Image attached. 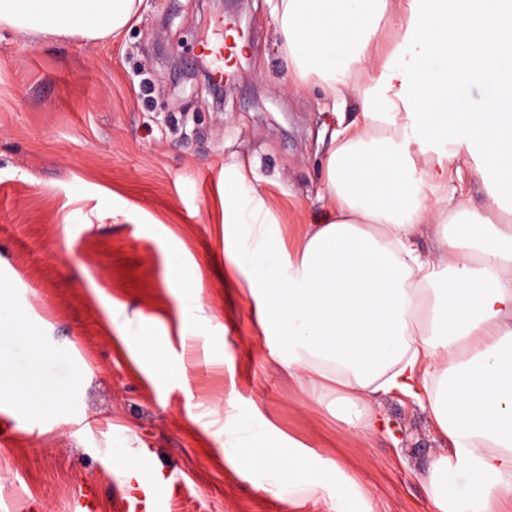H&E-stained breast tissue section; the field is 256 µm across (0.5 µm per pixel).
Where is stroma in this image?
Wrapping results in <instances>:
<instances>
[{
    "label": "stroma",
    "instance_id": "1",
    "mask_svg": "<svg viewBox=\"0 0 512 512\" xmlns=\"http://www.w3.org/2000/svg\"><path fill=\"white\" fill-rule=\"evenodd\" d=\"M247 52L222 100L189 74L226 46L225 14L206 0H141L116 39L36 38L0 28V299L24 333L0 337L16 383L67 390L32 415L0 401V512H328L261 488L224 456V416L261 410L280 431L337 461L373 512H429L423 477L442 445L428 413L398 396L379 411L387 429L350 435L328 404L310 401L274 359L255 302L224 262L221 198L249 177L281 229L271 262L287 261L296 227L318 221L323 140L335 114H359L355 94L329 100L295 81L269 0H247ZM193 271L196 337L171 268ZM128 336L152 324L159 364ZM47 332L32 361L28 338ZM82 383H75L76 374ZM136 467L146 489L126 480Z\"/></svg>",
    "mask_w": 512,
    "mask_h": 512
}]
</instances>
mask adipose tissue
<instances>
[{"instance_id": "obj_1", "label": "adipose tissue", "mask_w": 512, "mask_h": 512, "mask_svg": "<svg viewBox=\"0 0 512 512\" xmlns=\"http://www.w3.org/2000/svg\"><path fill=\"white\" fill-rule=\"evenodd\" d=\"M138 0H0V28L41 37H119ZM278 33L301 82L356 93L360 121L332 132L324 219L286 263L262 255L280 228L247 175L225 186L224 259L258 303V325L311 401L333 399L348 431L374 429L389 395L417 401L446 446L425 482L431 512H501L512 499V0H275ZM399 34L387 52L385 30ZM493 88L481 108L471 92ZM483 207L451 185L468 156ZM438 242L436 257L419 248ZM0 364V399L28 412L64 400ZM225 456L262 471L289 504L329 492L333 512H372L337 462L285 440L262 413L227 418ZM463 472L457 495L449 471Z\"/></svg>"}]
</instances>
